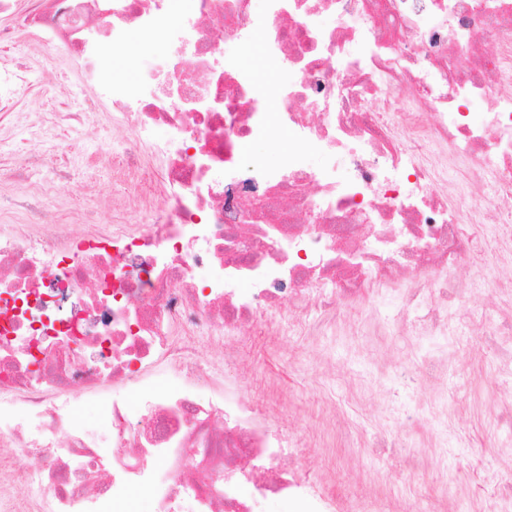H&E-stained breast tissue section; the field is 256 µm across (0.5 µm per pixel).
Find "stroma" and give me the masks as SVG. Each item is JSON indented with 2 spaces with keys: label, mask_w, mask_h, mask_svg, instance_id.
<instances>
[{
  "label": "stroma",
  "mask_w": 512,
  "mask_h": 512,
  "mask_svg": "<svg viewBox=\"0 0 512 512\" xmlns=\"http://www.w3.org/2000/svg\"><path fill=\"white\" fill-rule=\"evenodd\" d=\"M14 65L29 76L15 110L22 124L52 127L62 145L57 163L28 168L23 186L0 182V225L25 217L12 202L17 189L50 185L59 222L95 228L140 224L133 187L113 181L111 164L91 168L84 157L111 143V110L64 60L45 66L34 41L17 34L9 46ZM96 108L90 125L61 123L60 113ZM117 196L127 205H103ZM497 268L490 253L465 258L449 271L456 280L449 308L460 320L448 359L431 354L430 339L414 334L375 336L365 323L368 298L340 307L332 336L287 335L280 351L254 358L258 372L285 381L289 433L319 435L317 448H292L287 465L315 487L336 495L335 512H512V372L501 351L512 336L496 335L512 319V297L491 298ZM448 407V424L431 419L426 403ZM335 407V429L325 426ZM447 429V441L437 437Z\"/></svg>",
  "instance_id": "1"
}]
</instances>
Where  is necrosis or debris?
<instances>
[{
    "instance_id": "4bbe7bcc",
    "label": "necrosis or debris",
    "mask_w": 512,
    "mask_h": 512,
    "mask_svg": "<svg viewBox=\"0 0 512 512\" xmlns=\"http://www.w3.org/2000/svg\"><path fill=\"white\" fill-rule=\"evenodd\" d=\"M15 14L0 124L25 83L4 55L22 31L131 128L113 172L148 221L80 233L17 192L28 221L0 226V512H123L135 489L154 512L288 494L328 512L334 496L284 463L267 412L281 376L243 359L287 326L335 335L339 300L381 288L401 292L394 329L415 309L419 335L451 336L448 282L427 273L476 251V226L497 225L512 267V0H0ZM258 34L287 81L244 66ZM142 37L169 52L125 74ZM283 131L279 165L244 158Z\"/></svg>"
}]
</instances>
